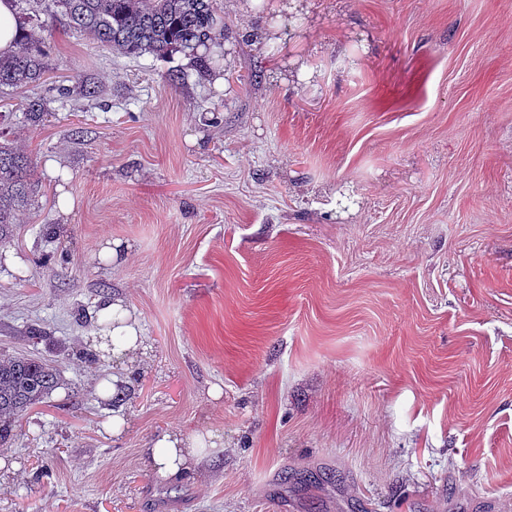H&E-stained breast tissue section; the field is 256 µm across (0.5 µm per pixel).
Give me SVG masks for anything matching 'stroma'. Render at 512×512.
<instances>
[{
	"mask_svg": "<svg viewBox=\"0 0 512 512\" xmlns=\"http://www.w3.org/2000/svg\"><path fill=\"white\" fill-rule=\"evenodd\" d=\"M272 2L217 0L201 74L54 25L0 100L51 108L11 124L42 191L0 244V358L61 371L0 512H512V0ZM86 78L102 104L62 96ZM112 301L144 349L88 363ZM175 428L224 448L165 481Z\"/></svg>",
	"mask_w": 512,
	"mask_h": 512,
	"instance_id": "obj_1",
	"label": "stroma"
}]
</instances>
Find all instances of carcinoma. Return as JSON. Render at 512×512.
<instances>
[{"mask_svg":"<svg viewBox=\"0 0 512 512\" xmlns=\"http://www.w3.org/2000/svg\"><path fill=\"white\" fill-rule=\"evenodd\" d=\"M20 20L19 48L0 56V90L21 92L40 83L49 70L43 40L33 28L62 22L69 29L125 56H163L176 50L197 56L202 69L214 58L198 55L223 24L216 0H13ZM28 120L46 115L41 99L25 100ZM40 192L31 155L10 139L0 113V243L11 240L18 215ZM57 366L29 355L0 359V442L12 437L16 419L42 403L59 385Z\"/></svg>","mask_w":512,"mask_h":512,"instance_id":"cac0c4a2","label":"carcinoma"}]
</instances>
